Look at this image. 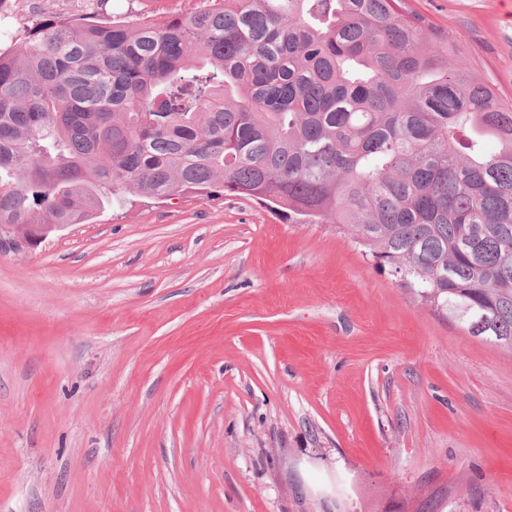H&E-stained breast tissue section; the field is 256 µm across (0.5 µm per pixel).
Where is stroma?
<instances>
[{
  "label": "stroma",
  "instance_id": "35a3bbf8",
  "mask_svg": "<svg viewBox=\"0 0 512 512\" xmlns=\"http://www.w3.org/2000/svg\"><path fill=\"white\" fill-rule=\"evenodd\" d=\"M406 3L512 100V0ZM88 14L0 0L17 39ZM0 512H512V352L336 225L134 194L0 243Z\"/></svg>",
  "mask_w": 512,
  "mask_h": 512
}]
</instances>
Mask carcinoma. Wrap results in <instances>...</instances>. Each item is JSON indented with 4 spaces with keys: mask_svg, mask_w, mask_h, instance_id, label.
<instances>
[{
    "mask_svg": "<svg viewBox=\"0 0 512 512\" xmlns=\"http://www.w3.org/2000/svg\"><path fill=\"white\" fill-rule=\"evenodd\" d=\"M218 183L341 226L512 351V101L405 0H210L161 23L47 20L0 49V225Z\"/></svg>",
    "mask_w": 512,
    "mask_h": 512,
    "instance_id": "obj_1",
    "label": "carcinoma"
}]
</instances>
